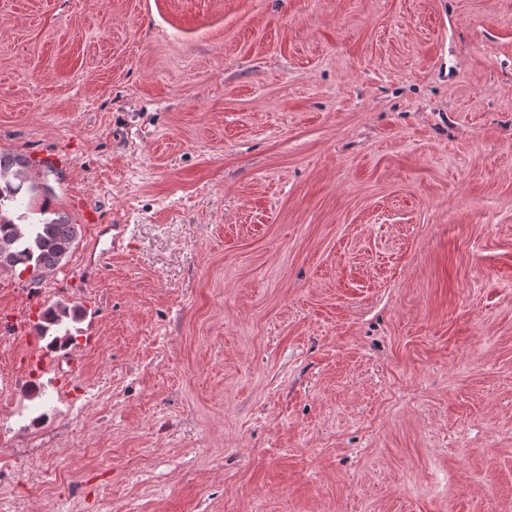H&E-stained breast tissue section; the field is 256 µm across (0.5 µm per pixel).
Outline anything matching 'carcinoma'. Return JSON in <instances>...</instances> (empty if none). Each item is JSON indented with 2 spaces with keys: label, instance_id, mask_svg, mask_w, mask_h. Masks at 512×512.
I'll return each instance as SVG.
<instances>
[{
  "label": "carcinoma",
  "instance_id": "obj_1",
  "mask_svg": "<svg viewBox=\"0 0 512 512\" xmlns=\"http://www.w3.org/2000/svg\"><path fill=\"white\" fill-rule=\"evenodd\" d=\"M36 190L28 162L0 158V267L27 271L33 281L45 278L68 256L79 232L69 219L48 216L46 205L33 198ZM82 315L77 307L56 303L39 312L34 328L50 347H62L72 340L67 322Z\"/></svg>",
  "mask_w": 512,
  "mask_h": 512
}]
</instances>
